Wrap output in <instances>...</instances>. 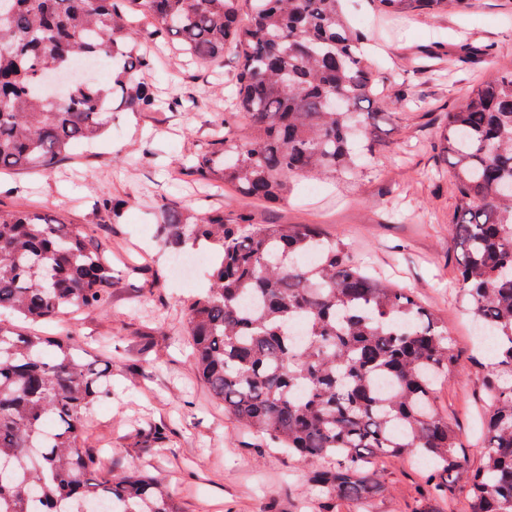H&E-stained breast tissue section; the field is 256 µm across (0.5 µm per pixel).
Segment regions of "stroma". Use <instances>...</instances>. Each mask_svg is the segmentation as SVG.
Wrapping results in <instances>:
<instances>
[{"label": "stroma", "instance_id": "1", "mask_svg": "<svg viewBox=\"0 0 512 512\" xmlns=\"http://www.w3.org/2000/svg\"><path fill=\"white\" fill-rule=\"evenodd\" d=\"M349 8L378 46L379 89L392 98L376 118L380 144L350 182L301 180L289 202L271 204L198 179L189 160L224 117L232 71L192 60L164 39L146 44L159 58L145 75L156 111L117 113L106 138L77 146L51 176L0 175V208L43 209L64 223L93 226V246L111 257L116 274L104 306L39 329L69 333L90 347L98 364L112 366V392L93 406L84 448L114 476L162 479L181 512H302L318 493L308 468L241 427L195 369L188 305L210 284L214 251L204 243L175 251L161 242L155 207L168 198L187 209L247 212L261 224L319 225L326 235L352 242L377 274L411 289L448 324L458 361L438 389V405L469 437L470 457L480 452L473 435L481 389L470 356L483 345L482 329L462 308L455 281L448 226L456 198L437 138L473 87L512 64V0H471L463 13L390 23L377 19L371 0H351ZM461 41L490 45L491 52L460 61L455 46ZM428 49L439 60L413 68ZM105 195L127 202L117 222L101 221L96 212ZM178 257L192 263L189 282L173 273ZM151 429L164 438L145 455L137 442ZM386 469L377 512H413L425 465L404 459L387 462Z\"/></svg>", "mask_w": 512, "mask_h": 512}]
</instances>
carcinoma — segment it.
<instances>
[{"instance_id": "1", "label": "carcinoma", "mask_w": 512, "mask_h": 512, "mask_svg": "<svg viewBox=\"0 0 512 512\" xmlns=\"http://www.w3.org/2000/svg\"><path fill=\"white\" fill-rule=\"evenodd\" d=\"M388 18L439 15L469 0H373ZM174 37L215 66L232 60L236 111L194 154L192 173L245 199L288 200L296 177L349 181L376 149L371 44L342 0H0V170L43 174L104 136L121 108L152 112L138 74L142 35ZM458 45L459 58L487 54ZM105 60V83L54 98L45 75ZM440 145L457 197L448 225L462 302L496 340L474 361L483 398L474 464L438 411L456 364L448 327L411 291L372 277L343 240L315 224H258L247 214L158 207V231L221 253L188 308L194 366L242 427L310 468L326 512H374L382 464L428 467L414 512H512V66L448 113ZM123 200L98 211L116 221ZM112 264L83 229L40 210L0 209V512H180L165 486L100 470L81 447L87 411L111 373L66 334H24L12 319L53 321L104 304ZM305 324L297 343L291 330Z\"/></svg>"}]
</instances>
